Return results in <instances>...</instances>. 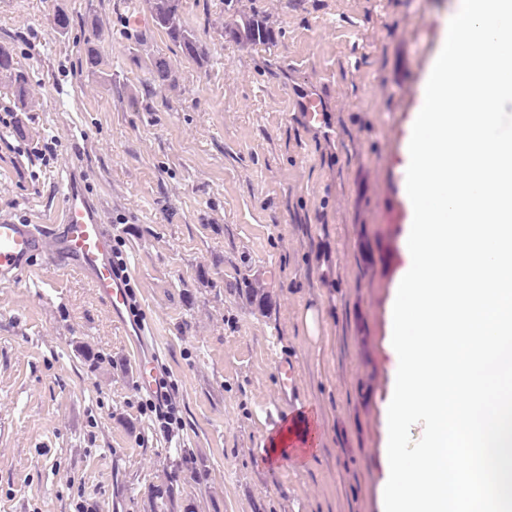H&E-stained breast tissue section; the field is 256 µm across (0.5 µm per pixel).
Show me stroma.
<instances>
[{
	"label": "stroma",
	"instance_id": "obj_1",
	"mask_svg": "<svg viewBox=\"0 0 512 512\" xmlns=\"http://www.w3.org/2000/svg\"><path fill=\"white\" fill-rule=\"evenodd\" d=\"M459 4L183 0L200 65L145 0H0V44L31 76L22 104L0 76V112L20 120L0 126V216L45 223L82 159L178 387L184 442L145 413L127 338L91 284L34 266L0 287V512H113L118 478L124 512H383L406 155ZM58 12L63 33L48 24ZM252 14L272 44L225 33ZM157 57L172 84L152 83ZM310 83L329 130L290 110ZM274 339L321 428L314 454L279 467L263 452Z\"/></svg>",
	"mask_w": 512,
	"mask_h": 512
}]
</instances>
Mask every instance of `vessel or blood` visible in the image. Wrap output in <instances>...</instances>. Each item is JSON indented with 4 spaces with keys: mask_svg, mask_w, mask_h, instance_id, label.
Wrapping results in <instances>:
<instances>
[{
    "mask_svg": "<svg viewBox=\"0 0 512 512\" xmlns=\"http://www.w3.org/2000/svg\"><path fill=\"white\" fill-rule=\"evenodd\" d=\"M291 104L310 127L327 124L325 100L316 87L292 91ZM83 170H72L63 183L60 212L46 224L0 216V286L19 283L22 274L42 261L46 271L74 273L89 280L105 303L113 323L132 343L138 386L145 395L163 399L170 386L167 365L151 325L137 303L129 274L121 272L113 255L112 228L102 220L98 199L86 189ZM279 398L272 423L294 437L291 455H306L318 442V413L301 394L298 365L292 356L278 359Z\"/></svg>",
    "mask_w": 512,
    "mask_h": 512,
    "instance_id": "1",
    "label": "vessel or blood"
}]
</instances>
